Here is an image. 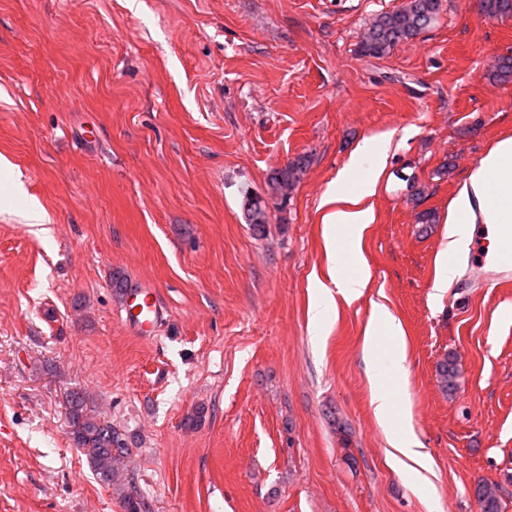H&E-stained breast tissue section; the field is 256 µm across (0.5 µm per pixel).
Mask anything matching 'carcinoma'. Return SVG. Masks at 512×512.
Listing matches in <instances>:
<instances>
[{
  "mask_svg": "<svg viewBox=\"0 0 512 512\" xmlns=\"http://www.w3.org/2000/svg\"><path fill=\"white\" fill-rule=\"evenodd\" d=\"M441 7L442 0H407L402 8L377 15L360 41V52L375 58L388 54L397 44L415 38L433 24ZM481 8L488 16H509L512 14V0H481ZM306 164L307 160L300 157L289 162L283 169L274 171L268 183L271 194L287 196L298 182ZM243 209L255 233L264 235L268 220L262 199L244 195ZM459 375V364L454 354L447 353L437 362V382L445 394L452 395L457 391ZM67 403L72 438L77 447L87 451L99 480L116 487L124 512H147V502L129 473L130 448L122 433L112 422L88 410L81 393L71 392ZM476 497L481 512H502L498 486L479 483Z\"/></svg>",
  "mask_w": 512,
  "mask_h": 512,
  "instance_id": "1",
  "label": "carcinoma"
}]
</instances>
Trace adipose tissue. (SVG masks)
I'll return each mask as SVG.
<instances>
[{
  "mask_svg": "<svg viewBox=\"0 0 512 512\" xmlns=\"http://www.w3.org/2000/svg\"><path fill=\"white\" fill-rule=\"evenodd\" d=\"M387 151L385 140L370 138L356 148L350 162L336 176L326 201L332 209L324 215L326 242L332 263L330 277L334 291H321L311 311L315 324H322L334 295L351 300L359 297L369 282L368 269L350 274L345 270L348 256L342 239L360 238L374 221L366 197L375 192L383 171ZM449 226L448 251L456 254L467 248L473 227L477 224H512V137L497 141L480 159L467 181L458 188L445 219ZM397 339L402 334L399 323L385 307L375 306L368 325L363 350L365 371L373 384L372 405L380 425L394 430L400 417L392 383L398 380L405 359L404 345L392 352L388 376H381L378 349L381 335Z\"/></svg>",
  "mask_w": 512,
  "mask_h": 512,
  "instance_id": "1",
  "label": "adipose tissue"
}]
</instances>
